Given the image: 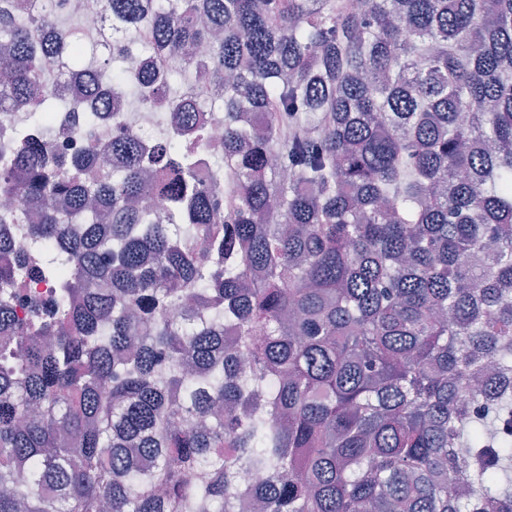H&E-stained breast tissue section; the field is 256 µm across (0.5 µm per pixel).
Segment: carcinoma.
Listing matches in <instances>:
<instances>
[{
	"mask_svg": "<svg viewBox=\"0 0 512 512\" xmlns=\"http://www.w3.org/2000/svg\"><path fill=\"white\" fill-rule=\"evenodd\" d=\"M100 2L51 80L65 0H0V512H512V0ZM124 125L143 140H150L154 135V119L143 108L126 106L123 109ZM222 109H208L205 112H199L200 119L203 126L208 130L211 136V143H206L200 150L201 156L206 163H209L213 153V143L222 141V134L224 128V120Z\"/></svg>",
	"mask_w": 512,
	"mask_h": 512,
	"instance_id": "1",
	"label": "carcinoma"
}]
</instances>
